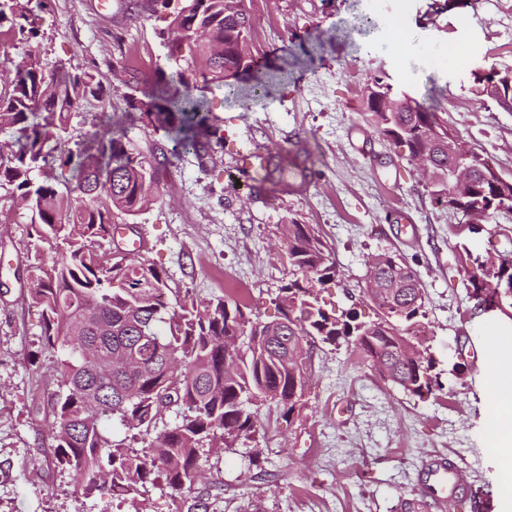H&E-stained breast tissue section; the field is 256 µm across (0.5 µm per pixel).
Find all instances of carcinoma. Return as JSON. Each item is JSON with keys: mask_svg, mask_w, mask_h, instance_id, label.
<instances>
[{"mask_svg": "<svg viewBox=\"0 0 512 512\" xmlns=\"http://www.w3.org/2000/svg\"><path fill=\"white\" fill-rule=\"evenodd\" d=\"M150 10L169 13L168 34L194 87L217 85L234 100L269 93L277 75L260 71L249 51L253 25L245 0H150ZM49 14L50 0H0V39L28 47L0 69V134L13 137L11 149L0 152V188L11 187V198L31 213L36 240L56 254L30 267L28 300L40 318L43 348L59 355L57 390L47 403L56 464L83 494H131L156 472L172 499L190 493L204 448L249 439L262 405L292 413L287 402L312 372L319 342L353 339L361 363L407 392L443 389L410 337L424 315L425 293L399 255L369 259L381 282L368 296L378 313L359 322L320 303V293L339 282L333 248L313 225L287 224L281 258L290 272L273 301L280 317L265 321L239 299L198 305L187 293L174 295L167 274L147 259L99 250V240L112 234L113 215L134 216L150 203L162 162L129 149L126 130L113 122L76 149L67 147L61 133L103 80L95 67L73 73L63 61H44L34 19ZM241 76L248 85L237 84ZM374 83L402 103L397 112H369L367 120L410 157H431L437 203L464 216L512 213V178L475 153L467 159L468 184L451 182L448 124L406 91L380 78ZM129 104L145 126L166 134L171 156L199 157L211 148L208 103L191 93L182 72L160 73ZM478 267L483 278L471 280L476 307L512 299L511 255L488 252ZM173 408L178 420L156 435L147 455L112 443L102 429L117 420L148 435Z\"/></svg>", "mask_w": 512, "mask_h": 512, "instance_id": "carcinoma-1", "label": "carcinoma"}]
</instances>
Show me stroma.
<instances>
[{
	"label": "stroma",
	"instance_id": "35a3bbf8",
	"mask_svg": "<svg viewBox=\"0 0 512 512\" xmlns=\"http://www.w3.org/2000/svg\"><path fill=\"white\" fill-rule=\"evenodd\" d=\"M43 57L73 71L97 66L104 91L71 119L68 142L107 120L123 122L145 154L170 147L164 132L131 110L130 74L174 73L160 36L163 15L132 19L120 0H52ZM255 21L250 51L260 70L286 75L267 96L241 107L223 88L205 90L209 153L173 160L159 173L150 205L134 217L139 255L162 268L174 291L196 302L236 295L266 320L272 292L288 275L277 228L316 225L335 247L341 285L328 305L375 317L364 296L366 260L401 255L425 291L423 346L443 391L414 395L356 363L352 343L318 344L305 406L289 417L258 410L255 436L232 449L206 450L198 491L208 512H439L422 497V461L456 459L465 470L464 512H512V444L488 440L498 410L487 366L495 335L512 341V307L482 311L470 297L476 271L465 255L512 253V214L470 233L437 204L435 186L405 149L366 121L364 87L382 78L432 105L478 154L512 175V112L473 94L475 69H512V37L497 21L512 0H246ZM264 156L244 172L239 151ZM30 212L0 189V512H195L194 495L174 501L149 485L121 498L86 497L55 467L44 417L55 387V356L41 349L38 316L27 300L36 255Z\"/></svg>",
	"mask_w": 512,
	"mask_h": 512
}]
</instances>
